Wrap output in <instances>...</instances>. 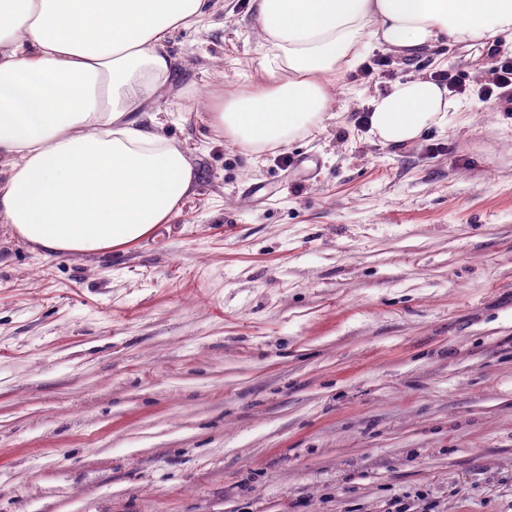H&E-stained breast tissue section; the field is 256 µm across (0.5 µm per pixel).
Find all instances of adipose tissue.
I'll return each mask as SVG.
<instances>
[{
    "label": "adipose tissue",
    "mask_w": 512,
    "mask_h": 512,
    "mask_svg": "<svg viewBox=\"0 0 512 512\" xmlns=\"http://www.w3.org/2000/svg\"><path fill=\"white\" fill-rule=\"evenodd\" d=\"M262 57L245 88L210 100L211 122L258 154L318 128L336 76L377 43L432 51L495 43L512 0H251ZM208 0H0V221L48 257L124 250L169 223L195 187L190 151L150 101L179 63L174 30ZM452 102L416 75L369 102L385 145L447 123Z\"/></svg>",
    "instance_id": "1"
}]
</instances>
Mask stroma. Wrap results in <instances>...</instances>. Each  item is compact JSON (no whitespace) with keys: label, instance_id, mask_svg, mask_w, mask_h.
I'll return each instance as SVG.
<instances>
[{"label":"stroma","instance_id":"stroma-1","mask_svg":"<svg viewBox=\"0 0 512 512\" xmlns=\"http://www.w3.org/2000/svg\"><path fill=\"white\" fill-rule=\"evenodd\" d=\"M166 50L179 214L52 259L0 223V512H512V34L370 47L254 159L197 104L257 67L249 0ZM413 74L460 106L382 145L358 118ZM499 62V63H498ZM497 62V65L492 70L493 79L490 84H488L483 89V96L486 99H491L494 97H499L503 93L507 91H511L512 89V61L510 60H500ZM492 85V86H491Z\"/></svg>","mask_w":512,"mask_h":512}]
</instances>
